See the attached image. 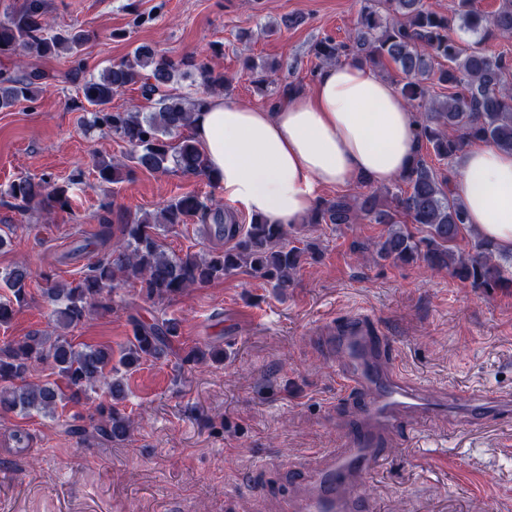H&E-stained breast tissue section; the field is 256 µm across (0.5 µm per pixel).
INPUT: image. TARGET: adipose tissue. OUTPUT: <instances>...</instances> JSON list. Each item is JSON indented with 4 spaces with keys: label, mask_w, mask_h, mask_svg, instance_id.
<instances>
[{
    "label": "adipose tissue",
    "mask_w": 512,
    "mask_h": 512,
    "mask_svg": "<svg viewBox=\"0 0 512 512\" xmlns=\"http://www.w3.org/2000/svg\"><path fill=\"white\" fill-rule=\"evenodd\" d=\"M192 129L225 201L273 224H298L322 190L396 179L418 151L414 114L366 64L324 67L309 92L274 110L209 97ZM476 231L512 253V153L484 143L462 155L454 185Z\"/></svg>",
    "instance_id": "1"
}]
</instances>
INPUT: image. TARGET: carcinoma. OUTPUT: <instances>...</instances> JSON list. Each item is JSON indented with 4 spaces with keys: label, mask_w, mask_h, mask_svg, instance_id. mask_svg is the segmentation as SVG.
<instances>
[{
    "label": "carcinoma",
    "mask_w": 512,
    "mask_h": 512,
    "mask_svg": "<svg viewBox=\"0 0 512 512\" xmlns=\"http://www.w3.org/2000/svg\"><path fill=\"white\" fill-rule=\"evenodd\" d=\"M454 15L452 19L429 10L423 0H377L362 8L348 41L338 43L326 36L312 45L311 54L321 65L343 57L381 71L394 64L400 94L417 118L420 146L411 166L393 185L321 199L304 223L381 224L384 230L373 242L375 262L446 270L475 290L509 289L512 255L501 253L475 232L461 198L450 189L451 178L426 157L454 160L473 141L512 152V59L482 47L487 30L512 37V0H501L489 17L475 9L474 0H456ZM456 20L475 35L473 41L464 45L453 36ZM88 39V31L80 27L49 32L44 0H26L20 11L0 18V55L16 58L17 67L0 71V111L45 89L48 74L28 67L30 60L65 54L73 63L68 76L77 80L82 73L81 48ZM221 54V48L212 46L201 55L172 58L138 46L99 77L83 80L79 92L81 107H89L86 122L107 128L128 146L121 159L96 160L99 183H123L144 169L199 177L217 186L199 144L183 131L191 128L193 112L206 97L229 88V77L211 62ZM246 68L261 85L275 82L279 71L276 65L261 67L253 61ZM190 74L198 77L200 86L191 99L175 92L179 79ZM132 85L153 102L154 111L112 108L113 97ZM435 85L447 88L448 94L432 97L430 89ZM71 186L48 176L21 177L9 185L8 193L22 212L50 213L72 207ZM111 207L110 202L100 204L104 212L100 236L109 247L82 275L63 282L50 271L41 273L45 282L41 300L55 316L52 329L0 345V418L12 414L53 419L58 408L73 404L82 411L73 414L68 431L107 442L124 441L134 428L133 418L122 408L126 376L147 360L169 355L171 343L180 336L182 319L131 317L133 339L121 350L116 366L112 347L76 344L70 336L74 328L94 311L114 310L119 291L127 286L138 287L144 300L162 305L190 288L244 269L282 293L308 260L320 256L315 241L301 240L297 245L290 241V226L270 224L258 216L242 225L213 199L196 194L175 197L154 211L118 213L114 224L106 217ZM190 219L209 225L210 233L229 245L207 254L169 251L162 235ZM31 276L23 262L0 272V288L9 292L0 299V327L10 326L17 310L33 300ZM222 356L220 350L195 346L179 360L182 365H195ZM36 365L49 367L56 379L28 380Z\"/></svg>",
    "instance_id": "carcinoma-1"
}]
</instances>
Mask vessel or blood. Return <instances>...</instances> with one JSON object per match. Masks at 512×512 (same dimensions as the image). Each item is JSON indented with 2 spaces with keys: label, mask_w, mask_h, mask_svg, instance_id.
I'll return each mask as SVG.
<instances>
[{
  "label": "vessel or blood",
  "mask_w": 512,
  "mask_h": 512,
  "mask_svg": "<svg viewBox=\"0 0 512 512\" xmlns=\"http://www.w3.org/2000/svg\"><path fill=\"white\" fill-rule=\"evenodd\" d=\"M321 335L327 352L340 357L337 392L361 404L342 445L308 451L309 464L289 484L279 512H378L366 488L395 454L400 430L444 417L468 426L512 414L511 395L473 388L443 397L386 365L384 339L369 313L330 319Z\"/></svg>",
  "instance_id": "vessel-or-blood-1"
}]
</instances>
